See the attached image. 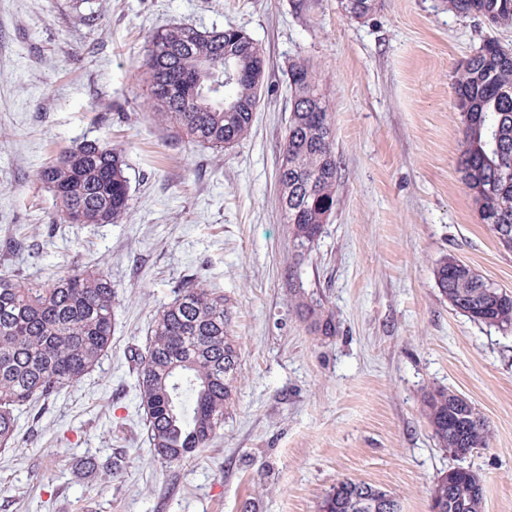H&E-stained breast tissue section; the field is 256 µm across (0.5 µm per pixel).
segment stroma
I'll return each instance as SVG.
<instances>
[{"label": "stroma", "instance_id": "1", "mask_svg": "<svg viewBox=\"0 0 512 512\" xmlns=\"http://www.w3.org/2000/svg\"><path fill=\"white\" fill-rule=\"evenodd\" d=\"M181 24L231 26L264 51L251 129L221 152L152 112L148 40ZM488 39L512 48V27L445 0H378L361 19L342 0H0V273L100 271L116 292L111 349L38 404L34 436L0 449V512H319L344 478L430 512L435 481L457 466L480 475L483 512H512V330L454 310L433 274L450 254L512 292V253L458 173L454 75ZM296 62L317 75L339 162L336 207L301 261L278 184ZM86 139L122 151L120 223H64L37 177ZM12 238L24 250H6ZM292 272L335 335L296 309ZM197 279L231 300L241 370L217 438L167 464L151 452L131 354ZM437 388L474 404L488 448L460 459L439 446L423 405Z\"/></svg>", "mask_w": 512, "mask_h": 512}]
</instances>
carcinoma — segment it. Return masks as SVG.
Instances as JSON below:
<instances>
[{
    "mask_svg": "<svg viewBox=\"0 0 512 512\" xmlns=\"http://www.w3.org/2000/svg\"><path fill=\"white\" fill-rule=\"evenodd\" d=\"M377 0H346L350 17L368 16ZM448 11L476 16L491 26H512V0H448ZM262 48L242 31L228 27L201 31L188 26L162 30L150 39L145 67L151 86L171 92L155 100V116L171 120L188 139L213 149L243 139L256 111L263 72ZM231 68L246 75L209 91ZM198 76V90L179 81ZM292 92L288 130L279 169L283 213L295 256L302 260L336 207L338 166L334 126L313 71L294 63L288 72ZM462 117L458 172L481 223L499 246L512 252V50L495 40L458 70L453 83ZM64 217L81 213L87 224H115L126 214L130 182L121 153L97 140H85L38 171ZM449 304L471 320L512 329V293L477 274L451 255L434 269ZM296 307L317 315L314 331L336 333L332 317L316 314L313 303L294 295ZM115 291L100 272H72L33 284L0 274V447L15 443L25 409L77 383L112 345ZM136 390L144 410L154 455L180 462L206 447L224 429V411L233 402L240 374L230 299L202 282L179 288L153 319L145 352L133 354ZM433 435L459 458L488 446L486 420L465 397L446 388L425 396ZM479 476L465 467L441 474L431 493L440 512H482ZM321 512H400L395 496L352 479L336 482Z\"/></svg>",
    "mask_w": 512,
    "mask_h": 512,
    "instance_id": "obj_1",
    "label": "carcinoma"
}]
</instances>
